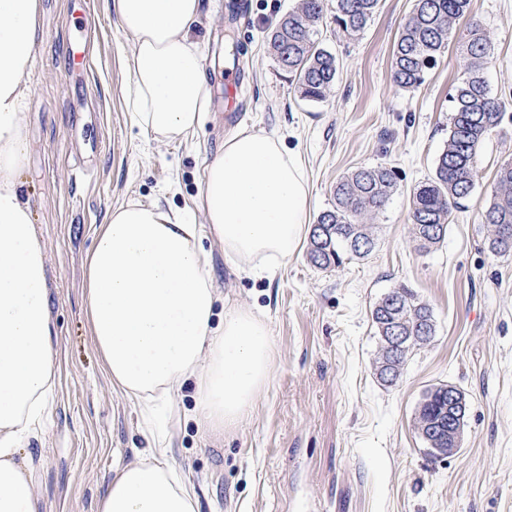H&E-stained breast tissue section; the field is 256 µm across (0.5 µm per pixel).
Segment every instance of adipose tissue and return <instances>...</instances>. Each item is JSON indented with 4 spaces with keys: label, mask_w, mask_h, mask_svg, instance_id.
Masks as SVG:
<instances>
[{
    "label": "adipose tissue",
    "mask_w": 512,
    "mask_h": 512,
    "mask_svg": "<svg viewBox=\"0 0 512 512\" xmlns=\"http://www.w3.org/2000/svg\"><path fill=\"white\" fill-rule=\"evenodd\" d=\"M134 40L131 121L175 139L196 131L210 99L188 38L201 0H103ZM40 0H0V512H37L32 460L17 454L45 418L58 382L45 256L28 203L24 77L39 40ZM204 225L160 202L110 210L85 262L92 345L113 391L134 401L147 453L115 470L99 512H197L192 486L168 462L177 397L194 383L201 431L234 430L267 385L272 332L249 309L215 322L216 290L202 232L240 274L273 279L310 232L306 169L274 132L242 129L206 165Z\"/></svg>",
    "instance_id": "ef3b65f1"
}]
</instances>
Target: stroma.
Segmentation results:
<instances>
[{"instance_id": "1", "label": "stroma", "mask_w": 512, "mask_h": 512, "mask_svg": "<svg viewBox=\"0 0 512 512\" xmlns=\"http://www.w3.org/2000/svg\"><path fill=\"white\" fill-rule=\"evenodd\" d=\"M225 0H202L189 34L211 77L197 131L160 140L130 119L133 38L109 23L102 0H41L42 39L26 80L29 138L20 174L45 254L59 384L45 430L23 453L36 466L39 512H98L113 470L142 448L134 404L113 393L100 368L84 310L83 265L111 208L130 201L204 217L198 196L207 160L236 130L275 131L303 161L312 215L334 205L336 181L362 165L400 171L376 220L377 244L341 268L312 267L299 251L270 281L237 275L221 246L211 254L217 314L242 307L272 330L268 384L239 427L216 439L186 419L170 457L197 491L199 512H512V255L487 249L479 210L512 160V0H472L490 35L486 80L505 104L487 138L473 195L454 210L440 246L411 238V193L435 169L448 141L451 96L462 78L456 47L413 91L391 78L394 44L413 0H381L357 36L335 23L317 41L339 70L325 101L300 100L267 48L297 0H249L229 26ZM249 107L230 122L219 75L231 46ZM429 305L436 334L410 352L396 385L378 379L380 347L371 310L399 285ZM452 384L465 395L461 448L436 458L414 426L425 391Z\"/></svg>"}]
</instances>
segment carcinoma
<instances>
[{
  "mask_svg": "<svg viewBox=\"0 0 512 512\" xmlns=\"http://www.w3.org/2000/svg\"><path fill=\"white\" fill-rule=\"evenodd\" d=\"M381 0H336L328 12L326 0H300L271 30L268 44L275 60L295 83L298 97L322 102L336 82L338 61L315 39L317 27L332 19L347 33L363 31L377 13ZM471 0H415L396 41L392 79L400 88L414 90L426 72L448 50L453 26L469 18ZM491 39L474 22L462 43L460 58L464 78L452 95L448 143L440 153L431 178L413 190L409 221L413 241L421 252L440 245L448 233L452 210L475 189L477 162L488 135L502 121L503 104L489 91L485 78ZM399 176L388 164L362 166L334 186L335 206L322 212L310 231L308 258L319 269L339 268L352 258L363 259L375 248V225L368 215L383 211L398 187ZM497 191L481 211V221L492 227L487 249L497 256L512 252V161L496 170ZM380 336L376 361L379 379L391 386L401 375L407 354L396 353L394 337L408 336L411 349L435 336L431 308L415 292L395 287L385 293L371 311ZM466 399L451 384L429 388L415 414V428L434 457L448 456V449L462 446Z\"/></svg>",
  "mask_w": 512,
  "mask_h": 512,
  "instance_id": "cac0c4a2",
  "label": "carcinoma"
}]
</instances>
